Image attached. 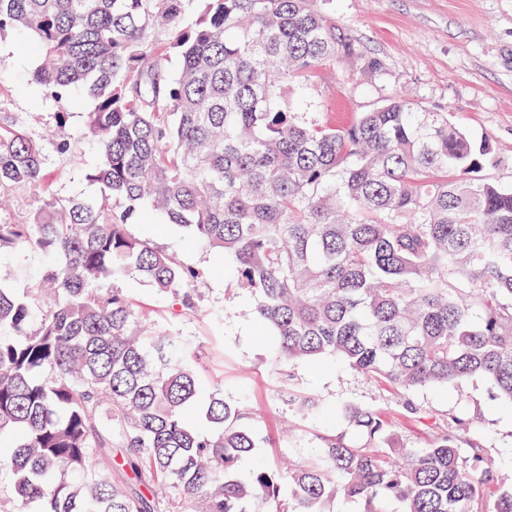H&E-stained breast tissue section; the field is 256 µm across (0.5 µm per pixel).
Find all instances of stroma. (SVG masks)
<instances>
[{
  "label": "stroma",
  "instance_id": "obj_1",
  "mask_svg": "<svg viewBox=\"0 0 512 512\" xmlns=\"http://www.w3.org/2000/svg\"><path fill=\"white\" fill-rule=\"evenodd\" d=\"M320 5L335 14L365 54L383 61L384 70L375 75L356 63L324 69L309 91L313 105L306 119L329 114L343 124L404 92L419 108L448 113L467 132L490 136L499 161L484 175L512 185V0H321ZM39 63L27 35H0V110L13 113L48 142L55 136L57 106L51 101L33 105L29 96L30 75ZM68 133L77 159L50 158L52 189L63 197H84L94 188L81 172L98 166L100 154L85 133L82 115H74ZM184 238L182 229L171 224L154 235L155 243L185 266L203 270L198 311L182 310L173 298L157 295L133 276L118 281V288L150 311L158 329L190 340L204 389L221 388L225 399L258 409L260 442L254 459L272 464L288 453L307 460L321 422L296 414L275 396V354L261 342V325L246 316L248 300L236 293L231 273L211 270L205 249L186 247ZM297 381L328 401L384 411L399 442L410 448L429 442L434 421L457 417L482 444L488 462L512 470V405L493 399L487 379L413 393L420 411L416 419L404 410L403 394L337 360L316 372L298 368Z\"/></svg>",
  "mask_w": 512,
  "mask_h": 512
}]
</instances>
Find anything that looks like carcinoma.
I'll return each mask as SVG.
<instances>
[{
	"label": "carcinoma",
	"instance_id": "carcinoma-1",
	"mask_svg": "<svg viewBox=\"0 0 512 512\" xmlns=\"http://www.w3.org/2000/svg\"><path fill=\"white\" fill-rule=\"evenodd\" d=\"M312 2L0 0V31L46 60L31 85L58 106L54 152L73 158L82 89L101 153L84 172L97 195L60 197L40 140L0 112V195L44 192L24 222L0 223V256L42 260L26 294L0 276V467L14 476L0 512H332L339 496L363 512H512V475L461 420L405 448L385 413L294 383L334 358L412 415L408 395L472 376L512 404V187L481 175L496 148L403 97L345 125L288 106L325 67L384 69ZM155 217L234 263L277 394L368 446L318 434L305 462L240 468L257 413L203 392L191 343L114 287L135 273L198 310L200 271L151 242ZM114 448L144 490L101 467Z\"/></svg>",
	"mask_w": 512,
	"mask_h": 512
}]
</instances>
